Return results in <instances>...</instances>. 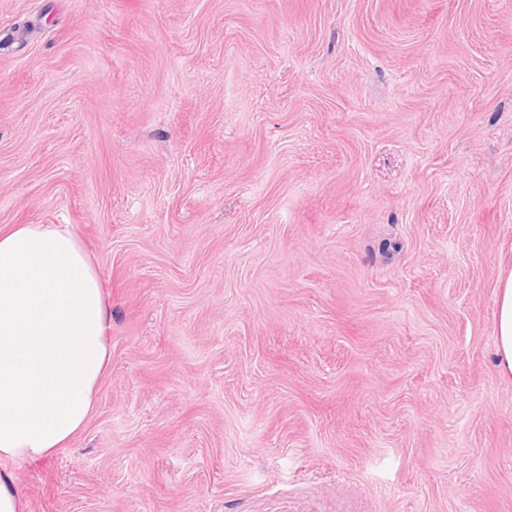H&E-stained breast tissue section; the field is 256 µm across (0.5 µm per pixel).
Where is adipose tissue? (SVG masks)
I'll list each match as a JSON object with an SVG mask.
<instances>
[{"label": "adipose tissue", "instance_id": "adipose-tissue-1", "mask_svg": "<svg viewBox=\"0 0 512 512\" xmlns=\"http://www.w3.org/2000/svg\"><path fill=\"white\" fill-rule=\"evenodd\" d=\"M495 354L512 376V270L502 271ZM108 277L68 224L0 228V512H25L10 466L68 447L110 361Z\"/></svg>", "mask_w": 512, "mask_h": 512}]
</instances>
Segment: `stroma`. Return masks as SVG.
Returning a JSON list of instances; mask_svg holds the SVG:
<instances>
[{
	"mask_svg": "<svg viewBox=\"0 0 512 512\" xmlns=\"http://www.w3.org/2000/svg\"><path fill=\"white\" fill-rule=\"evenodd\" d=\"M111 279L28 512H512V0H0V226ZM495 320V354L502 375L512 376V270L502 271Z\"/></svg>",
	"mask_w": 512,
	"mask_h": 512,
	"instance_id": "obj_1",
	"label": "stroma"
}]
</instances>
